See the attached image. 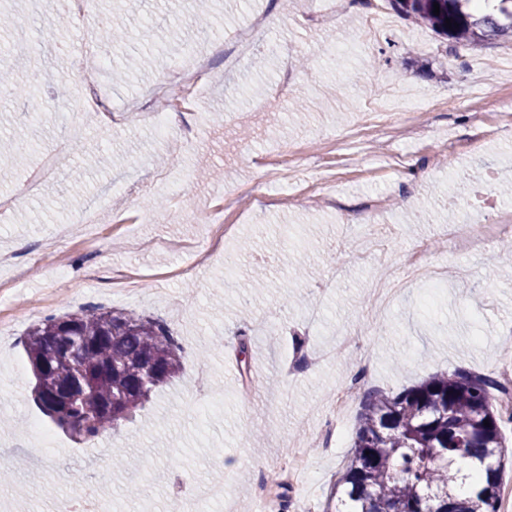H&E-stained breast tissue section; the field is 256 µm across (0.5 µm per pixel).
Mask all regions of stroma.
<instances>
[{"instance_id":"1","label":"stroma","mask_w":512,"mask_h":512,"mask_svg":"<svg viewBox=\"0 0 512 512\" xmlns=\"http://www.w3.org/2000/svg\"><path fill=\"white\" fill-rule=\"evenodd\" d=\"M216 22L202 26L197 0H96L88 28L63 27L62 0H0L12 24L0 31V70L35 85L29 100L0 93V138L23 146L0 156V252L29 274L0 270V504L9 512H54L91 472L103 512H168L175 478L224 485L223 503L200 512H255L257 483L286 458L306 468L286 485L288 504L326 506L363 396L396 392L440 371L497 378L512 362V252L500 237L482 250L448 246L449 208L474 216L512 215V76L497 72L512 42L449 49L380 0L383 31L364 34L369 0H211ZM126 30L125 44L79 60L35 51L96 37L104 15ZM267 26L235 67L224 55L256 15ZM208 53L200 110H183L165 137L127 104L150 86L173 84L178 67ZM289 82H282L283 71ZM102 89L111 116L83 109L81 90ZM419 105L404 112L398 93ZM305 109L291 111L295 100ZM60 168L42 176L45 162ZM235 192L233 231L204 266L191 268L177 242L204 238L216 201ZM384 199L383 223L397 227L372 248L367 207ZM165 216L143 218L154 200ZM98 221L83 223L90 206ZM443 268L442 287L408 283L395 308L374 310L370 294L404 275L418 243ZM367 262L348 261L353 248ZM345 273L328 295L319 286L336 259ZM267 276L251 286L255 270ZM319 308L317 323L305 322ZM121 311L161 318L183 347L177 378L135 418L92 448L39 409L23 340L47 317ZM318 351L348 334L360 347L334 360L286 366L294 334ZM250 347L241 376L238 338ZM370 358L368 370L352 368ZM350 389L341 441L311 446L332 419V398ZM36 419L57 443L34 461L27 447ZM137 484L138 495L128 487Z\"/></svg>"}]
</instances>
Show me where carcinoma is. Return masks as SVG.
Here are the masks:
<instances>
[{
  "label": "carcinoma",
  "mask_w": 512,
  "mask_h": 512,
  "mask_svg": "<svg viewBox=\"0 0 512 512\" xmlns=\"http://www.w3.org/2000/svg\"><path fill=\"white\" fill-rule=\"evenodd\" d=\"M388 2L451 47L512 37V0ZM447 18L458 27L447 28ZM123 38L113 21L100 31L103 42ZM25 352L42 412L89 440L112 431L178 376L183 348L157 317L85 311L32 326ZM494 390L502 386L486 377L441 371L395 394L367 393L350 458L334 484L338 502L325 512H498L505 454ZM490 457L495 465L476 479L473 494L458 499L456 485L465 477L452 464Z\"/></svg>",
  "instance_id": "cac0c4a2"
}]
</instances>
